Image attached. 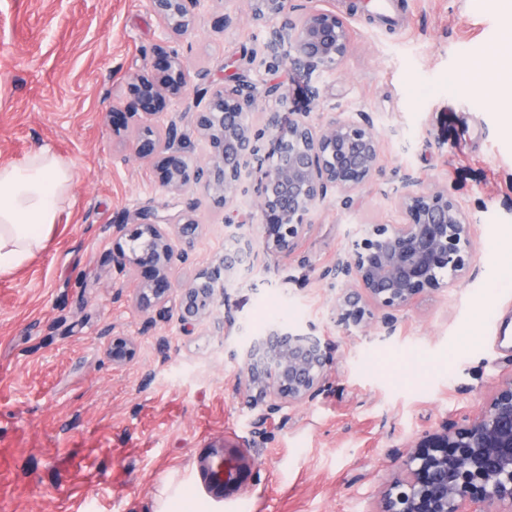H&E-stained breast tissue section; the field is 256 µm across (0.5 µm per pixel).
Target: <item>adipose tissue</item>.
<instances>
[{
  "label": "adipose tissue",
  "mask_w": 512,
  "mask_h": 512,
  "mask_svg": "<svg viewBox=\"0 0 512 512\" xmlns=\"http://www.w3.org/2000/svg\"><path fill=\"white\" fill-rule=\"evenodd\" d=\"M73 182L70 165L48 148L0 163V276L47 248Z\"/></svg>",
  "instance_id": "adipose-tissue-1"
}]
</instances>
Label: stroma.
I'll return each mask as SVG.
<instances>
[{"label": "stroma", "instance_id": "35a3bbf8", "mask_svg": "<svg viewBox=\"0 0 512 512\" xmlns=\"http://www.w3.org/2000/svg\"><path fill=\"white\" fill-rule=\"evenodd\" d=\"M299 2L350 25L343 62L317 77L300 63L266 71L269 47L288 53V29L254 20L244 0H205L177 39L148 0H0V163L47 146L75 175L47 250L0 276V512H213L193 488L203 448L246 463L224 512H379L399 471L394 449L476 414L512 374V212L502 206L512 196V121L491 64L512 31L504 0H396L394 24L350 13L353 0ZM160 46L182 60L191 97L201 71L215 85L240 73L282 84L287 103L270 97L249 112L257 128L273 112L320 119L324 105L370 113L381 175L352 207L329 199L289 253L267 246L255 204L273 157L259 154L244 174L233 203L243 224L226 223L203 194L164 192L134 144L144 124L180 120L185 102L130 120L123 139L112 134L130 75L150 71ZM403 171L447 182L465 201L476 268L397 313L393 333L363 334L336 321L331 271L359 225L400 222L389 188ZM145 205L196 221L169 228L189 260L172 268L161 310H141L139 271L108 260ZM238 237L252 241L253 264L211 314L184 326V285ZM279 321L313 325L335 353L323 392L258 434L231 351L239 328ZM116 336L134 345L120 366L109 354Z\"/></svg>", "mask_w": 512, "mask_h": 512}]
</instances>
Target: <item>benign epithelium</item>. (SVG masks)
Listing matches in <instances>:
<instances>
[{"mask_svg": "<svg viewBox=\"0 0 512 512\" xmlns=\"http://www.w3.org/2000/svg\"><path fill=\"white\" fill-rule=\"evenodd\" d=\"M201 2L150 0L177 37L191 32ZM247 8L256 21L288 17V57L312 73L333 70L346 56L349 23L334 11H305L294 0H249ZM186 87L179 57L159 48L154 72L129 78L130 111L112 134L121 135L129 119L151 116L166 101L185 98ZM255 107L251 85L235 79L227 89L212 90L191 125L172 123L162 132L144 128L135 152L154 160L167 192H200L226 206L236 196L247 156L267 140L276 162L258 185L257 205L267 244L289 252L327 199L334 195L350 207L379 175L382 141L367 112H337L317 125L307 112L292 113L286 124L272 112L265 128L256 130L244 120ZM197 138L207 139L211 151L204 164L192 166L188 158ZM401 183L393 198L403 222L364 225L334 268L341 286L334 310L349 328L366 331L379 324L392 333L395 313L422 294L455 286L477 260V235L466 205L446 185H425L410 172ZM165 226L156 210L144 206L127 242L112 248V257L140 270L139 301L145 308L166 302L171 268L188 259L176 251ZM250 254V244L238 241L224 253V266L204 270L186 284L183 324L199 321L214 301L219 278L233 277ZM110 354L112 363L121 365L132 358L133 344L114 336ZM233 358L255 402L264 406L253 422L260 431L283 407L321 393L333 356L314 328L280 322L264 334L244 335ZM395 455L401 473L387 485L380 512H512V376L499 381L477 414L449 418L415 448L397 449Z\"/></svg>", "mask_w": 512, "mask_h": 512, "instance_id": "7a95c632", "label": "benign epithelium"}]
</instances>
